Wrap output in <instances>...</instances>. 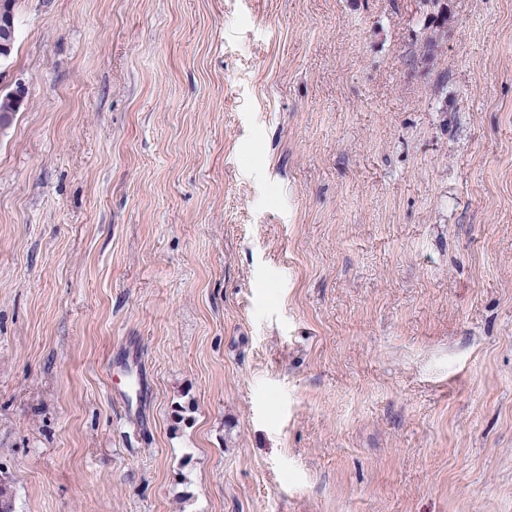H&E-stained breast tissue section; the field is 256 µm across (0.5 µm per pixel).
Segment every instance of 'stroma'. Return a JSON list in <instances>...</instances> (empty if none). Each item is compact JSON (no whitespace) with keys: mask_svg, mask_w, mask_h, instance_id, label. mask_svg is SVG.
<instances>
[{"mask_svg":"<svg viewBox=\"0 0 512 512\" xmlns=\"http://www.w3.org/2000/svg\"><path fill=\"white\" fill-rule=\"evenodd\" d=\"M15 11V512H512V0ZM447 0H422L423 14L428 18L427 25L431 26L434 41H438L445 34L448 23Z\"/></svg>","mask_w":512,"mask_h":512,"instance_id":"stroma-1","label":"stroma"}]
</instances>
